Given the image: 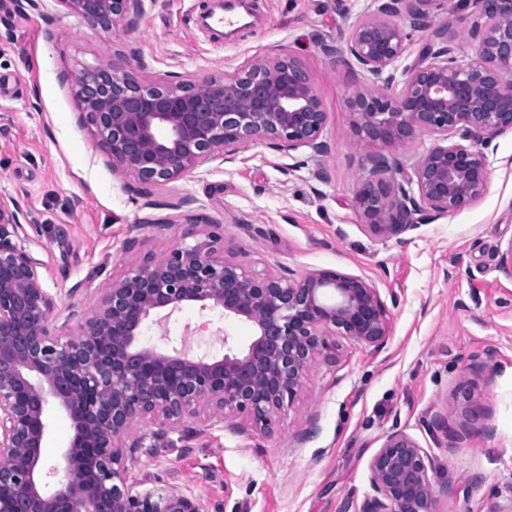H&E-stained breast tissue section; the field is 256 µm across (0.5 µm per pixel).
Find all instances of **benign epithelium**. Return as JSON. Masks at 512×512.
<instances>
[{
  "mask_svg": "<svg viewBox=\"0 0 512 512\" xmlns=\"http://www.w3.org/2000/svg\"><path fill=\"white\" fill-rule=\"evenodd\" d=\"M68 12L114 26L143 0H57ZM438 0H372L352 24L345 48L320 42L339 67L352 57L375 89L350 103L354 126L373 144L403 145L428 133L442 137L408 173L384 154H369L357 204L370 230L393 237L429 218L476 203L489 178L483 148L512 129V0H472L475 19H436ZM404 17L428 40L400 67L409 34ZM468 35L477 58L457 56ZM80 118L112 166L135 181L166 186L203 164L235 160L249 144L284 152H326L321 98L291 50L247 61L222 78L145 84L129 70L83 69ZM460 136L469 144L452 142ZM14 212L0 207V512H189L163 490L135 493L128 484L132 427L151 421L179 426L202 411L237 414L260 431L290 408L328 337L377 344L390 313L365 279L320 270L300 279L256 274L217 255L221 235L182 243L147 257L103 287L100 306L71 311L57 324L56 300L41 277L42 262L23 243ZM194 303L252 325L243 348L224 335V355H195L143 342L153 315ZM460 412H472L468 383ZM72 422L64 465L46 468L47 410ZM431 463L402 430L388 432L369 461L373 495L354 512H440ZM59 476L55 485L47 473Z\"/></svg>",
  "mask_w": 512,
  "mask_h": 512,
  "instance_id": "1",
  "label": "benign epithelium"
}]
</instances>
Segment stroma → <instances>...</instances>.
I'll return each instance as SVG.
<instances>
[{"mask_svg": "<svg viewBox=\"0 0 512 512\" xmlns=\"http://www.w3.org/2000/svg\"><path fill=\"white\" fill-rule=\"evenodd\" d=\"M214 0H144L113 28L69 13L0 0V205L16 213L60 312L90 313L106 281L181 241L186 216L224 231V254L257 272L361 277L390 305L378 344L330 337L295 405L262 434L239 418L207 426H137L128 453L135 492L171 490L193 512H344L370 496L369 461L400 429L431 461L440 512H512V130L487 148L489 183L473 205L397 237L373 234L356 194L371 146L351 127L350 102L373 84L355 64L331 68L321 40L340 41L369 0H250L251 27L215 43L196 30ZM300 55L328 114L327 151L290 154L263 144L165 187L113 171L78 114L77 77L98 61L143 82L220 78L246 59ZM237 345L249 323L187 305L161 335L195 338L222 355L215 330ZM477 384L472 414L453 405Z\"/></svg>", "mask_w": 512, "mask_h": 512, "instance_id": "35a3bbf8", "label": "stroma"}]
</instances>
